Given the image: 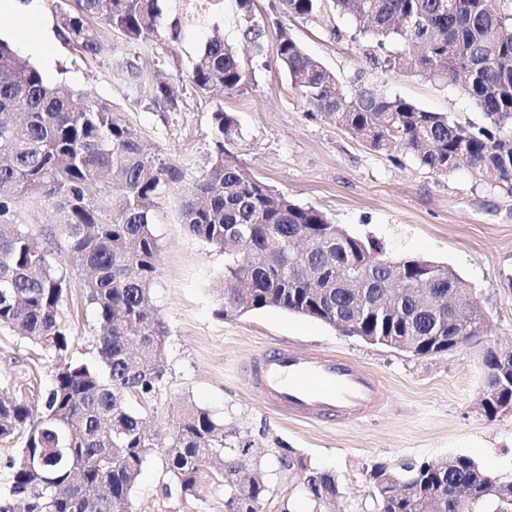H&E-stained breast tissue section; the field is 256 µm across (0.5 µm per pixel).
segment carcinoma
Returning a JSON list of instances; mask_svg holds the SVG:
<instances>
[{"label": "carcinoma", "instance_id": "carcinoma-1", "mask_svg": "<svg viewBox=\"0 0 512 512\" xmlns=\"http://www.w3.org/2000/svg\"><path fill=\"white\" fill-rule=\"evenodd\" d=\"M247 49L259 51L266 33L253 0H236ZM491 0H331L354 15L372 38L374 61L398 73L461 82L481 114L478 122L427 112L400 97L361 87L346 91L318 59L278 25L277 55L300 96L316 112L375 151L397 142L436 173L465 169L512 195V10ZM57 16L59 38L96 57L110 48L95 19L132 43L159 36L158 0H77ZM322 0H278L283 18H309ZM496 43L497 55L484 56ZM191 80L205 94L251 89L253 73L242 51L215 37L204 45ZM154 105L178 108L170 87L148 86ZM213 154L182 206L189 231L224 252V286L217 314L276 308L355 335L397 337L409 353L431 357L480 340L486 314L480 303L456 308L474 289L446 265L416 257L389 264L379 243L333 224L322 211L294 203L230 158L226 144L235 118L212 113ZM115 211L92 202L112 173ZM186 177L182 165L145 151L134 128L105 103L72 105V91L47 83L0 39V332L42 351L53 386L42 410L0 395V439L21 443L18 459L0 482V512H118L130 498L143 464L163 449L166 473L181 494L194 496L207 473L224 482V512H264L269 501L291 512L275 494L250 445L226 449L224 423L187 408L175 433L159 442L147 432L133 401L161 385L167 338L150 305L160 246L151 230L154 197ZM27 195L53 201L62 217L49 235L17 224L16 205ZM62 236L81 270V288L97 311L101 333L96 360L72 355V336L59 319L68 282L54 262L53 238ZM483 382L498 381L508 362L483 360ZM279 483L303 477L312 512H328L340 497L335 473L313 468L291 448L277 452ZM372 512H512V478L483 470L466 455L445 465L407 460L376 463L369 472Z\"/></svg>", "mask_w": 512, "mask_h": 512}]
</instances>
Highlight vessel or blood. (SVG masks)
<instances>
[{
    "instance_id": "vessel-or-blood-1",
    "label": "vessel or blood",
    "mask_w": 512,
    "mask_h": 512,
    "mask_svg": "<svg viewBox=\"0 0 512 512\" xmlns=\"http://www.w3.org/2000/svg\"><path fill=\"white\" fill-rule=\"evenodd\" d=\"M248 384L279 415L335 424L376 411L382 389L356 360L288 347L261 351Z\"/></svg>"
}]
</instances>
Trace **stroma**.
Returning a JSON list of instances; mask_svg holds the SVG:
<instances>
[{"instance_id": "35a3bbf8", "label": "stroma", "mask_w": 512, "mask_h": 512, "mask_svg": "<svg viewBox=\"0 0 512 512\" xmlns=\"http://www.w3.org/2000/svg\"><path fill=\"white\" fill-rule=\"evenodd\" d=\"M275 0H256L255 18L266 25L261 53H246L255 75L243 94L208 95L191 81L206 41L241 40L236 0L207 6L201 0H159V38L152 47L126 42L111 29L102 37L112 54L92 57L63 41L38 50L44 21L75 9L76 0H25L30 23L24 38H12V15L0 14V37L12 39L22 60L45 80L62 83L75 103L92 97L138 132L150 151L179 161L186 179L158 195L152 232L160 252L151 300L168 329L164 380L154 397L137 405L151 431L167 438L181 409L209 410L224 423L225 446L253 443L265 470L277 449L291 448L312 466L335 471L340 484L335 512H370L373 464L447 458L465 454L494 475L512 476V412L487 418L478 406L485 341L512 345V196L467 170L436 174L422 168L404 148L375 151L331 120L312 112L297 93L276 53ZM180 20L179 37L171 23ZM291 36L319 59L348 90L374 88L429 112L460 120L480 114L458 83L401 75L371 61L373 43L359 34L352 15L324 4L308 19L287 22ZM123 56L144 70L131 82L115 67ZM161 79L179 109L151 103L146 83ZM231 114L238 133L230 152L249 173L293 202L325 212L349 233L378 240L392 257L423 256L448 265L476 290L488 323L486 339L434 357H417L343 335L321 322L265 308L240 317L216 315V290L224 254L197 239L181 215L196 176L212 152L211 117ZM55 260L70 280L59 306L74 338V357H96L98 317L84 297L76 262L64 240ZM290 346L352 357L382 380L381 405L371 417L343 424L307 423L268 410L246 377L266 347ZM53 384L41 354L12 336H0V394L40 406ZM132 512H224V488L204 479L196 495L182 496L165 472L161 452L145 462L134 486Z\"/></svg>"}]
</instances>
